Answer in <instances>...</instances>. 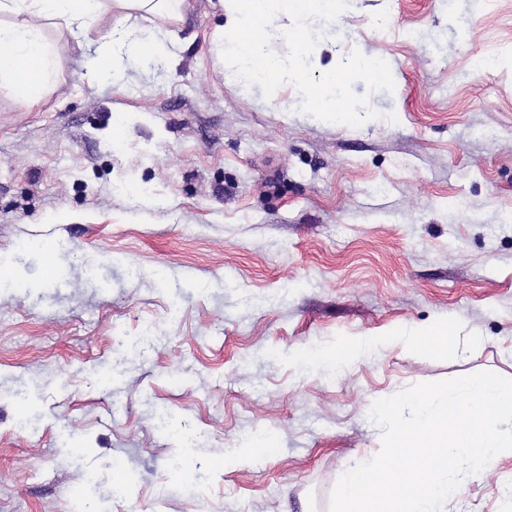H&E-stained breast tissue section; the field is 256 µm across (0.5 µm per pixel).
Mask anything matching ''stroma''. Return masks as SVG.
Listing matches in <instances>:
<instances>
[{
    "label": "stroma",
    "mask_w": 512,
    "mask_h": 512,
    "mask_svg": "<svg viewBox=\"0 0 512 512\" xmlns=\"http://www.w3.org/2000/svg\"><path fill=\"white\" fill-rule=\"evenodd\" d=\"M350 3L312 64L389 63L358 128L238 82L218 0L118 88L40 20L52 86L0 88V256L29 245L0 286V512H329L375 397L512 376V0ZM444 321L447 349L393 341ZM509 487L512 457L446 510Z\"/></svg>",
    "instance_id": "35a3bbf8"
}]
</instances>
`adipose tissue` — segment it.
<instances>
[{"instance_id":"ef3b65f1","label":"adipose tissue","mask_w":512,"mask_h":512,"mask_svg":"<svg viewBox=\"0 0 512 512\" xmlns=\"http://www.w3.org/2000/svg\"><path fill=\"white\" fill-rule=\"evenodd\" d=\"M191 0H0V86L21 94L29 106H37L44 89L54 76L53 52L33 20L45 17L60 20L67 29L87 33L105 13L116 15L118 22L107 34L111 49L87 41L85 59L95 77L121 81L123 61L136 58L155 64L166 58L165 46L157 38L132 35L123 23L133 15L142 18L181 20ZM33 65L30 79H21L19 66Z\"/></svg>"}]
</instances>
